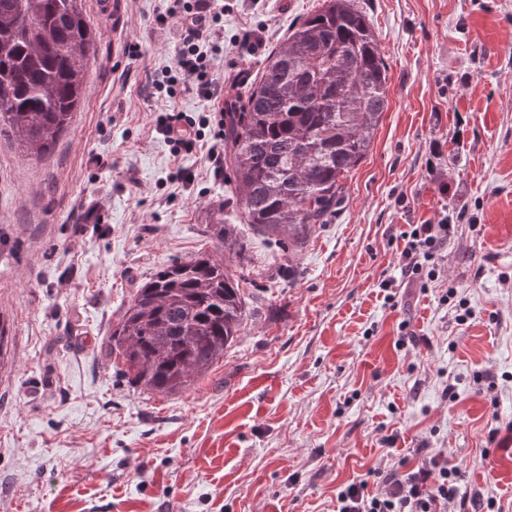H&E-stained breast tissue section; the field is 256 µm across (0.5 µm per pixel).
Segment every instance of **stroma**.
<instances>
[{"label": "stroma", "instance_id": "stroma-1", "mask_svg": "<svg viewBox=\"0 0 512 512\" xmlns=\"http://www.w3.org/2000/svg\"><path fill=\"white\" fill-rule=\"evenodd\" d=\"M322 4L235 0L225 101ZM169 5L83 0L95 41L70 126L42 155L0 128V512H337L345 485L438 448L470 499L512 512V0H355L388 108L340 208L290 253L242 223L205 149L158 130L214 107L155 87L181 33L155 23ZM444 218L438 278H404L403 231ZM202 253L256 270L241 332L187 391H148L106 347L139 285Z\"/></svg>", "mask_w": 512, "mask_h": 512}]
</instances>
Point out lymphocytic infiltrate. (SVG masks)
<instances>
[{
  "label": "lymphocytic infiltrate",
  "instance_id": "lymphocytic-infiltrate-1",
  "mask_svg": "<svg viewBox=\"0 0 512 512\" xmlns=\"http://www.w3.org/2000/svg\"><path fill=\"white\" fill-rule=\"evenodd\" d=\"M224 8L214 0H172L166 13L157 15V25L178 20L181 37L176 60L165 67L156 81L157 90L168 96L193 88L207 99H220L224 93L212 70L216 45L210 36L219 32ZM159 130L172 143L175 152H192L198 142H206V163L212 175H224V110L213 112L200 121L178 126L175 116L162 118ZM449 224H414L403 234L405 246L400 253L401 273L410 279H434L438 250L448 241ZM380 488L372 492L367 481L353 482L339 490L338 512H447L449 503H466L461 473L445 451L438 450L407 472L391 469L379 474Z\"/></svg>",
  "mask_w": 512,
  "mask_h": 512
}]
</instances>
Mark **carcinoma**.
I'll return each mask as SVG.
<instances>
[{
	"instance_id": "obj_1",
	"label": "carcinoma",
	"mask_w": 512,
	"mask_h": 512,
	"mask_svg": "<svg viewBox=\"0 0 512 512\" xmlns=\"http://www.w3.org/2000/svg\"><path fill=\"white\" fill-rule=\"evenodd\" d=\"M80 0H0V125L47 152L81 103L93 31ZM388 69L354 0L288 30L224 113L226 183L247 224L296 249L343 200L388 107ZM200 254L158 271L127 305L110 347L152 392L190 387L240 334L242 283Z\"/></svg>"
}]
</instances>
